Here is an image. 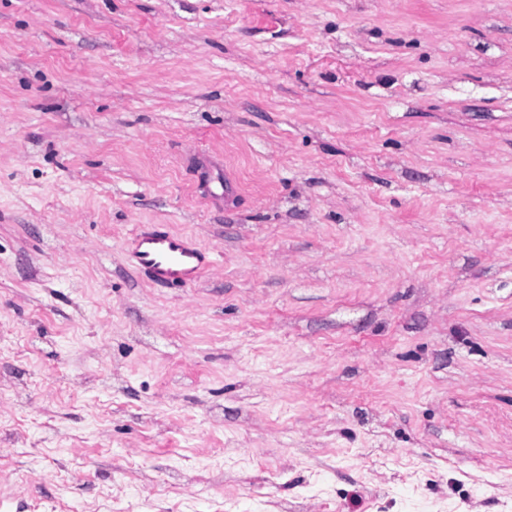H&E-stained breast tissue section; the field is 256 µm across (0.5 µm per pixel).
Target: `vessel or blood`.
Returning <instances> with one entry per match:
<instances>
[{"label": "vessel or blood", "instance_id": "vessel-or-blood-1", "mask_svg": "<svg viewBox=\"0 0 512 512\" xmlns=\"http://www.w3.org/2000/svg\"><path fill=\"white\" fill-rule=\"evenodd\" d=\"M129 250L135 267L163 285L191 283L213 263L195 242L160 228L136 233Z\"/></svg>", "mask_w": 512, "mask_h": 512}]
</instances>
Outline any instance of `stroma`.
Wrapping results in <instances>:
<instances>
[{
    "instance_id": "35a3bbf8",
    "label": "stroma",
    "mask_w": 512,
    "mask_h": 512,
    "mask_svg": "<svg viewBox=\"0 0 512 512\" xmlns=\"http://www.w3.org/2000/svg\"><path fill=\"white\" fill-rule=\"evenodd\" d=\"M0 512H512V0H0ZM129 250L135 267L163 285L191 283L213 264V258L198 244L160 228L136 233Z\"/></svg>"
}]
</instances>
